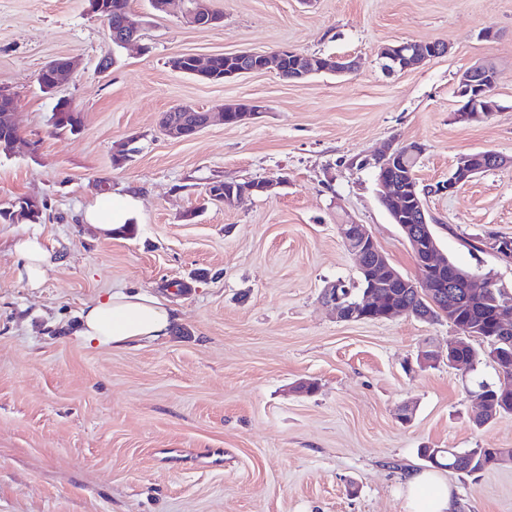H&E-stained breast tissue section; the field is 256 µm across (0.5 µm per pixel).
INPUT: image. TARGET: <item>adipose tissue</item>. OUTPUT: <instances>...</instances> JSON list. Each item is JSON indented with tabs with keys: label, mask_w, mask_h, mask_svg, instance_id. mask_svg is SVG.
<instances>
[{
	"label": "adipose tissue",
	"mask_w": 512,
	"mask_h": 512,
	"mask_svg": "<svg viewBox=\"0 0 512 512\" xmlns=\"http://www.w3.org/2000/svg\"><path fill=\"white\" fill-rule=\"evenodd\" d=\"M134 206L129 194L103 196L86 209L83 221L105 235L117 234L128 226ZM177 320L175 310L151 293L115 292L87 305L73 334L88 345L115 350L167 337ZM403 500L404 512H453L451 488L430 471L407 476Z\"/></svg>",
	"instance_id": "ef3b65f1"
}]
</instances>
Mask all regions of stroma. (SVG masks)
<instances>
[{
    "mask_svg": "<svg viewBox=\"0 0 512 512\" xmlns=\"http://www.w3.org/2000/svg\"><path fill=\"white\" fill-rule=\"evenodd\" d=\"M212 4L223 22L197 29L130 0L139 41L118 47L86 0H0V89L21 138L0 154V203H46L40 223H0V512H403L407 474L429 468L420 449H512V417L476 426L470 396L478 382H512L489 360L449 367L459 332L447 319L343 322L322 300L359 276L341 224L367 225L393 267L418 277L379 200L371 161L385 142L423 145V185L445 182L467 153L512 157V0ZM406 40L449 50L386 75L378 49ZM280 48L359 69L211 83L167 65L176 53ZM62 56L76 60L68 82L42 93L40 70ZM479 61L497 68L500 109L462 121L457 77ZM247 98L267 106L250 123L183 141L160 131L174 106ZM61 100L83 115L77 133L52 124ZM129 139L136 153L114 165ZM267 179L273 191L236 206L206 200L212 182ZM128 192L134 234L81 223L97 196ZM426 203L445 254L512 285V263L471 247L488 231L512 237V166ZM33 235L49 253L37 288L14 249ZM117 291L169 299L180 311L171 335L113 351L72 336L84 305ZM425 349L439 361L420 365ZM305 380L315 392L297 390ZM447 478L455 512H512V463Z\"/></svg>",
    "mask_w": 512,
    "mask_h": 512,
    "instance_id": "35a3bbf8",
    "label": "stroma"
}]
</instances>
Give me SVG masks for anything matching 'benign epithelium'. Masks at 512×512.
<instances>
[{"instance_id": "obj_1", "label": "benign epithelium", "mask_w": 512, "mask_h": 512, "mask_svg": "<svg viewBox=\"0 0 512 512\" xmlns=\"http://www.w3.org/2000/svg\"><path fill=\"white\" fill-rule=\"evenodd\" d=\"M152 6L156 11L176 15L195 27H212L223 21V15L215 11L210 0H152ZM139 31V23L127 13L115 20L112 39L119 45H126L138 38ZM447 52L448 46L442 41H403L380 47L378 59L385 64L386 73L397 74ZM237 57L238 64L224 68V80L270 68L281 74L286 71L284 64L288 60L291 61V69L286 72L292 81L305 80L320 73L346 75L356 68L354 59L350 57L332 55L325 59L292 49H281L272 54L239 53ZM71 65V60L66 58L55 67L53 81L46 88L47 92H54L67 79ZM495 86L496 70L490 63H479L463 71L458 77V94L467 98V103L458 111V118L471 121L497 111L499 104L495 98ZM196 111L198 108L190 105L169 110L160 121L164 135L173 140H187L209 126L216 118L225 124H242L266 112L267 106L258 99L234 100L225 103L215 112L201 111L202 121L192 123L187 119V114ZM423 152L424 148L419 143L399 144L391 140L374 155V166L378 171L377 181L382 188L380 201L400 227L411 250L415 251L420 266L419 277L414 281L405 280L379 249L366 225H337L340 238L358 258L359 270L367 277L368 282L358 297L349 293L341 294L339 282L324 289V302L342 321L382 320L401 315L430 320L432 311L426 306L415 310L411 306H394L384 300L383 289L396 283L414 289L416 298H424L433 306L439 302L450 310L454 307V303L448 300L453 295L454 288V282L449 280L448 257L440 250L433 230L434 218L430 217L425 208L416 172L412 170V164L419 160ZM482 173L484 168L476 164L473 154H463L448 175V180L435 187L433 192L452 194ZM279 184L278 180L235 183L230 193L224 195L223 204L233 206L255 192H270ZM410 204L414 207L413 224L404 216L406 207ZM465 283L466 297L469 299L493 295L497 287L496 281L486 277L478 279L471 273L465 276ZM501 294L502 301L492 309V315L500 331L506 332L512 327V292L503 289Z\"/></svg>"}]
</instances>
